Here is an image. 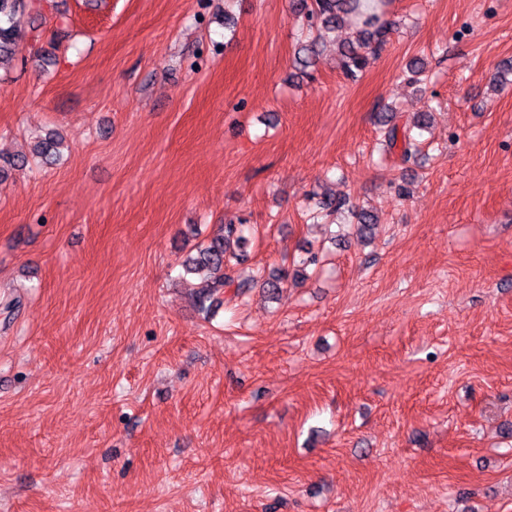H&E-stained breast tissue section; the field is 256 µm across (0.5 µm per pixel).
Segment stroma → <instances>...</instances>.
<instances>
[{
    "label": "stroma",
    "instance_id": "1",
    "mask_svg": "<svg viewBox=\"0 0 512 512\" xmlns=\"http://www.w3.org/2000/svg\"><path fill=\"white\" fill-rule=\"evenodd\" d=\"M358 81L290 0H32L0 69V512H512V0H390ZM429 113L402 168L385 108ZM40 127L68 144L16 160ZM374 210L370 239L313 194ZM244 223L281 299L198 311ZM242 226L243 224H224L220 234L199 247L196 255H189L181 262L186 273L198 275L200 282L195 293V302L205 313L221 304L219 295L225 293L224 289L234 288L233 297H237L250 288L248 281L235 283L226 257L230 241H242Z\"/></svg>",
    "mask_w": 512,
    "mask_h": 512
}]
</instances>
